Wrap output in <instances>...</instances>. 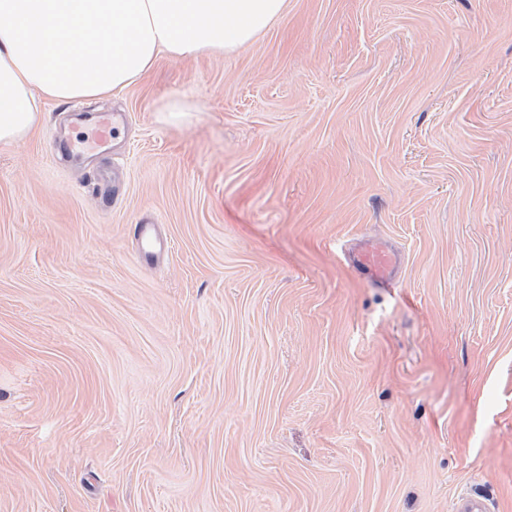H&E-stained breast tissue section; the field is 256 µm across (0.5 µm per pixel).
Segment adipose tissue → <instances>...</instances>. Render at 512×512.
<instances>
[{
	"mask_svg": "<svg viewBox=\"0 0 512 512\" xmlns=\"http://www.w3.org/2000/svg\"><path fill=\"white\" fill-rule=\"evenodd\" d=\"M287 7V0H0V145L28 137L45 100L117 95L164 54L237 51Z\"/></svg>",
	"mask_w": 512,
	"mask_h": 512,
	"instance_id": "ef3b65f1",
	"label": "adipose tissue"
}]
</instances>
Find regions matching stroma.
<instances>
[{
  "instance_id": "35a3bbf8",
  "label": "stroma",
  "mask_w": 512,
  "mask_h": 512,
  "mask_svg": "<svg viewBox=\"0 0 512 512\" xmlns=\"http://www.w3.org/2000/svg\"><path fill=\"white\" fill-rule=\"evenodd\" d=\"M356 237L400 251L397 288L349 268ZM481 490L512 512V0H288L0 147V512ZM117 118L112 115H101L95 125V136L91 140L82 141L80 149L91 150L106 144L116 132ZM135 234L140 241V251L146 259H153L168 249V242L162 239L152 221L137 224Z\"/></svg>"
}]
</instances>
